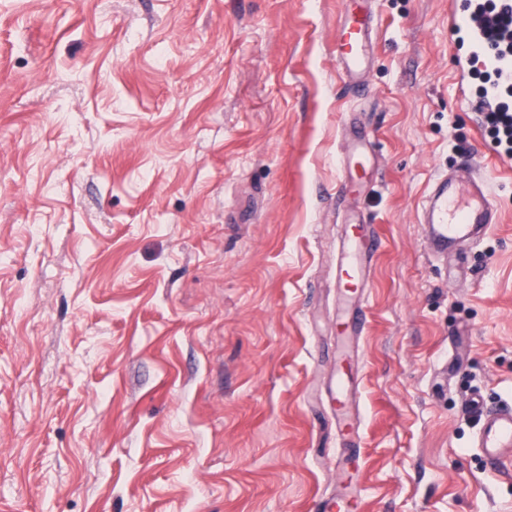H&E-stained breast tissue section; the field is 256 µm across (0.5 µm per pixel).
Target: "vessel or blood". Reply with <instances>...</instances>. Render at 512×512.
<instances>
[{
    "label": "vessel or blood",
    "mask_w": 512,
    "mask_h": 512,
    "mask_svg": "<svg viewBox=\"0 0 512 512\" xmlns=\"http://www.w3.org/2000/svg\"><path fill=\"white\" fill-rule=\"evenodd\" d=\"M449 23L470 44V52L460 62L461 70L473 67L496 72L497 83L478 99L468 100L470 111L482 113L496 109L500 87L512 84V51L506 41L496 36L480 18L476 0H466L462 12L450 15ZM378 25L374 11L359 0H345L344 15L336 29L334 58L349 91L356 96L367 89L366 73L373 52V38ZM494 205L483 174L457 179L436 177L429 185L419 208V222L435 254H447L486 233L495 223ZM381 242L372 235L343 237L337 277L338 284L357 288L367 284V272ZM471 405L482 419L475 445L480 448L491 469L512 461V405L487 406L475 397Z\"/></svg>",
    "instance_id": "b4317fda"
}]
</instances>
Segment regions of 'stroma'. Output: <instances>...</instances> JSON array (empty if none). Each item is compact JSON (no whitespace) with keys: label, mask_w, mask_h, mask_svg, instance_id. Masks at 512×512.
Here are the masks:
<instances>
[{"label":"stroma","mask_w":512,"mask_h":512,"mask_svg":"<svg viewBox=\"0 0 512 512\" xmlns=\"http://www.w3.org/2000/svg\"><path fill=\"white\" fill-rule=\"evenodd\" d=\"M343 2L0 0V512H512L470 405L512 402V160L461 0H378L360 97ZM357 127L379 174L341 199ZM469 155L497 222L441 258L417 208ZM380 245L381 241L371 234L356 236L354 233H346L343 236L337 270L338 284L340 286L351 284L354 288H365L370 262Z\"/></svg>","instance_id":"obj_1"}]
</instances>
